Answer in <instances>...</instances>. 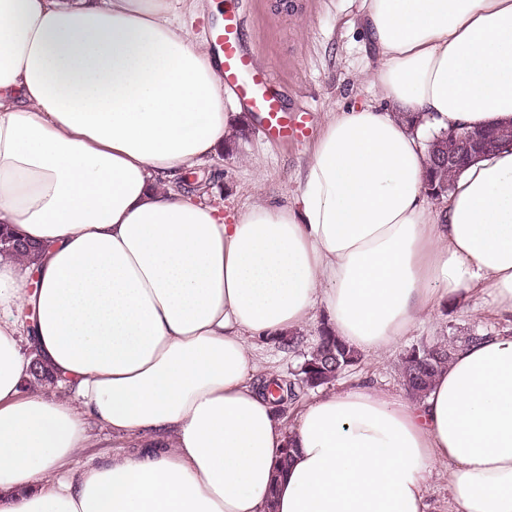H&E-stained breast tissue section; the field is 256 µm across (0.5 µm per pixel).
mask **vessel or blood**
Returning <instances> with one entry per match:
<instances>
[{
	"instance_id": "obj_1",
	"label": "vessel or blood",
	"mask_w": 512,
	"mask_h": 512,
	"mask_svg": "<svg viewBox=\"0 0 512 512\" xmlns=\"http://www.w3.org/2000/svg\"><path fill=\"white\" fill-rule=\"evenodd\" d=\"M243 27L242 14L225 15L224 27L215 34L210 45L212 54L221 66L225 88L258 114L270 135L285 140L304 137V122L288 118L281 99L273 92L274 78L270 70L256 66L244 50L241 43Z\"/></svg>"
}]
</instances>
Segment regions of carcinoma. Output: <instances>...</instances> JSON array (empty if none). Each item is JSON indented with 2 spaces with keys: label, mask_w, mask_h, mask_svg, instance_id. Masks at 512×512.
Listing matches in <instances>:
<instances>
[{
  "label": "carcinoma",
  "mask_w": 512,
  "mask_h": 512,
  "mask_svg": "<svg viewBox=\"0 0 512 512\" xmlns=\"http://www.w3.org/2000/svg\"><path fill=\"white\" fill-rule=\"evenodd\" d=\"M448 132L434 136L427 143L428 184L427 196L440 199L452 188V177L459 173L448 168L445 148ZM30 253L29 246L15 240L8 232H0V254L23 256ZM453 347L442 342H422L406 350L399 359V370L409 397H421L430 388L434 378L448 366ZM361 355L347 348L328 328L319 330V336L310 347L300 370L294 378L283 383L272 381L278 395L276 407L281 408L297 397V391L331 384L360 361Z\"/></svg>",
  "instance_id": "obj_1"
}]
</instances>
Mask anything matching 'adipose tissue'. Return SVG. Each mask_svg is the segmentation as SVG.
Instances as JSON below:
<instances>
[{
	"mask_svg": "<svg viewBox=\"0 0 512 512\" xmlns=\"http://www.w3.org/2000/svg\"><path fill=\"white\" fill-rule=\"evenodd\" d=\"M184 4L0 0V224L42 248L0 256V512H430L438 473L448 512H512V144L434 208L399 118L512 120V0H361L376 100L326 116L293 203L236 214L178 186L240 111ZM475 297L509 329L422 399L363 385L276 417L256 341L321 308L385 352ZM99 432L136 452L81 463Z\"/></svg>",
	"mask_w": 512,
	"mask_h": 512,
	"instance_id": "1",
	"label": "adipose tissue"
}]
</instances>
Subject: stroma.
<instances>
[{
	"label": "stroma",
	"instance_id": "stroma-1",
	"mask_svg": "<svg viewBox=\"0 0 512 512\" xmlns=\"http://www.w3.org/2000/svg\"><path fill=\"white\" fill-rule=\"evenodd\" d=\"M225 10L244 14L243 42L256 65L268 68L286 107L305 113L307 134L301 141L268 140L256 115L243 112L240 123L249 129L246 139L219 153L212 167L220 183L209 197L225 211H245L254 202L272 198L288 203L299 194L297 172L309 159L328 112L354 102L371 100L372 73L382 63L380 52L367 39L360 17V0H299L289 15L276 13L271 0H223ZM320 320L301 332L292 350L278 343L263 345L260 355L268 372L292 378L319 333ZM501 322L478 302L448 306L432 320L417 322L394 352L365 354L334 384L342 390L362 382L404 395L397 370L401 351L412 345L445 342L457 345L465 338L500 328Z\"/></svg>",
	"mask_w": 512,
	"mask_h": 512
}]
</instances>
